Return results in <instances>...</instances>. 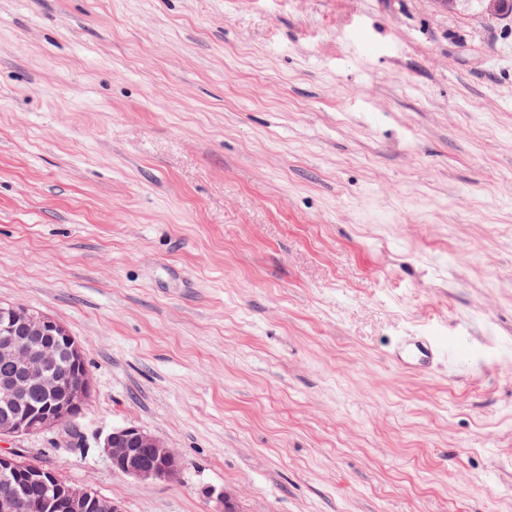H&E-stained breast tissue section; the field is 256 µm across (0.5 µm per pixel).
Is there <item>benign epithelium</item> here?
I'll return each mask as SVG.
<instances>
[{
	"label": "benign epithelium",
	"instance_id": "7a95c632",
	"mask_svg": "<svg viewBox=\"0 0 512 512\" xmlns=\"http://www.w3.org/2000/svg\"><path fill=\"white\" fill-rule=\"evenodd\" d=\"M498 18L512 15V0H484ZM63 351L80 367L77 380L57 377L47 384L58 396L47 408L24 407L41 371ZM0 363L11 367L0 379V440L63 429L82 413L92 389L86 352L58 320L24 306L0 302ZM112 470L136 481H170L181 470V459L160 438L134 426L114 428L105 440ZM0 473H10L25 489L37 486L41 494L26 500L28 512H122L115 501L98 492L69 485L41 466H26L17 452H0Z\"/></svg>",
	"mask_w": 512,
	"mask_h": 512
}]
</instances>
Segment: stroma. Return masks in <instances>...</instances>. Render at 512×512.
<instances>
[{
    "mask_svg": "<svg viewBox=\"0 0 512 512\" xmlns=\"http://www.w3.org/2000/svg\"><path fill=\"white\" fill-rule=\"evenodd\" d=\"M0 301L93 385L79 445L0 449L123 512H512V20L0 0ZM124 426L178 477L113 472ZM444 351L433 336L412 337L405 339L397 348L394 359L405 367L410 366L415 359L426 361L428 366Z\"/></svg>",
    "mask_w": 512,
    "mask_h": 512,
    "instance_id": "stroma-1",
    "label": "stroma"
}]
</instances>
